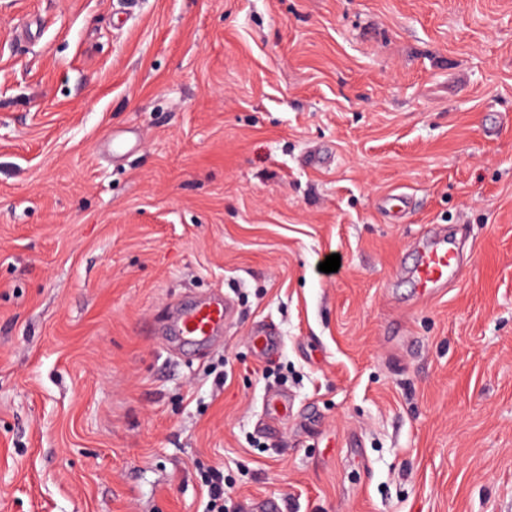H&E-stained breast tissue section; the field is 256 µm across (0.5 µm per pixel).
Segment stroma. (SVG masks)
I'll return each instance as SVG.
<instances>
[{
	"instance_id": "obj_1",
	"label": "stroma",
	"mask_w": 512,
	"mask_h": 512,
	"mask_svg": "<svg viewBox=\"0 0 512 512\" xmlns=\"http://www.w3.org/2000/svg\"><path fill=\"white\" fill-rule=\"evenodd\" d=\"M214 466L231 512H512V0H0V512H206ZM415 262L406 270L420 296H431L445 288L461 266L457 243L443 230L436 231L415 248ZM235 317L232 302L225 297L204 301L177 310L175 316L160 327L168 343H186L206 347Z\"/></svg>"
}]
</instances>
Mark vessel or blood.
I'll return each instance as SVG.
<instances>
[{
  "label": "vessel or blood",
  "instance_id": "b4317fda",
  "mask_svg": "<svg viewBox=\"0 0 512 512\" xmlns=\"http://www.w3.org/2000/svg\"><path fill=\"white\" fill-rule=\"evenodd\" d=\"M461 266L459 248L446 231H436L419 243L416 259L406 271L417 292L430 296L446 287ZM235 317L230 300L215 299L177 310L164 322L160 332L166 342L206 347Z\"/></svg>",
  "mask_w": 512,
  "mask_h": 512
}]
</instances>
